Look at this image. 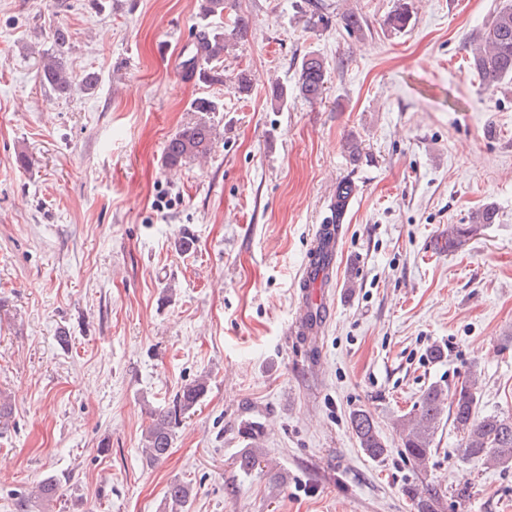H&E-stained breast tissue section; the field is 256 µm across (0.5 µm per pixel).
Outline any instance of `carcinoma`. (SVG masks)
Masks as SVG:
<instances>
[{
  "label": "carcinoma",
  "mask_w": 512,
  "mask_h": 512,
  "mask_svg": "<svg viewBox=\"0 0 512 512\" xmlns=\"http://www.w3.org/2000/svg\"><path fill=\"white\" fill-rule=\"evenodd\" d=\"M198 2L203 17H223L227 0ZM412 19L413 11L409 3L398 0V5L387 19V25L400 33L411 26ZM341 22L349 33H363L364 21L357 12L345 11ZM246 36V25L239 18L221 20L214 26L204 27L197 34L192 50L181 62L183 79L203 84L224 82V54L244 41ZM469 65L487 90H495L512 79V3L504 4L482 35L474 40ZM41 80L60 95L69 94L75 84L72 74L57 55L43 57ZM327 80L326 62L311 53L304 56L300 63L295 86L289 88L277 83L272 86L271 97L280 106L286 104L293 95L313 102L322 98ZM217 110V103L205 97H199L191 103V111L200 113V117L184 126L169 140L164 152L167 167H181L208 154L216 132L206 115ZM357 192L358 185L350 179L337 183L329 214L325 217V224L333 225L334 229L326 230V236L339 230L349 202ZM496 219V207L488 204L475 212L471 223L449 226L448 234L437 240L436 249L454 252L469 240L472 226L493 224ZM206 391L207 381L203 378L195 379L184 384L168 406L150 411L151 422L141 435V447L147 460L155 462L167 455L175 429L199 405ZM479 391V377L475 374L451 392L438 384L430 386L423 394L418 410L399 419L400 447L406 458L420 467L426 465L433 451L435 434L446 415L461 435V459L481 458L492 467H509L512 464V416H478L476 407ZM349 426L359 448L369 458L382 460L387 456L386 443L371 415L362 410L355 411L349 415ZM244 434L250 445L242 449L239 463L241 468L249 470L261 463L260 448L256 445L261 434L260 426L251 423L245 427ZM405 493L415 512H441L438 496H423L413 486L407 487ZM57 496L56 480L47 479L16 504V512H34L38 508H47ZM189 496L190 489L186 484L173 482L167 489L165 508L168 512H185Z\"/></svg>",
  "instance_id": "carcinoma-1"
}]
</instances>
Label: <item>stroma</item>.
<instances>
[{"instance_id":"obj_1","label":"stroma","mask_w":512,"mask_h":512,"mask_svg":"<svg viewBox=\"0 0 512 512\" xmlns=\"http://www.w3.org/2000/svg\"><path fill=\"white\" fill-rule=\"evenodd\" d=\"M322 2L310 29L306 0H230L248 37L208 86L180 68L206 25L197 0H0V394L13 407L0 512L48 478L53 512H165L174 481L190 488L186 512H414L412 484L447 512H512V467L461 462L450 420L423 469L395 428L430 385L474 373L478 415H512V82L487 91L468 65L504 0H410L401 33L384 24L397 0ZM347 8L362 35L343 28ZM47 53L96 87L56 94L39 78ZM310 53L328 66L322 97L275 107L272 84L294 85ZM199 97L220 105L211 151L168 169ZM345 178L359 190L324 289L330 316L320 335H290ZM490 203L495 223L435 250ZM201 376L195 412L147 461L149 410ZM356 410L377 422L383 461L352 435ZM248 421L268 464L245 471Z\"/></svg>"}]
</instances>
